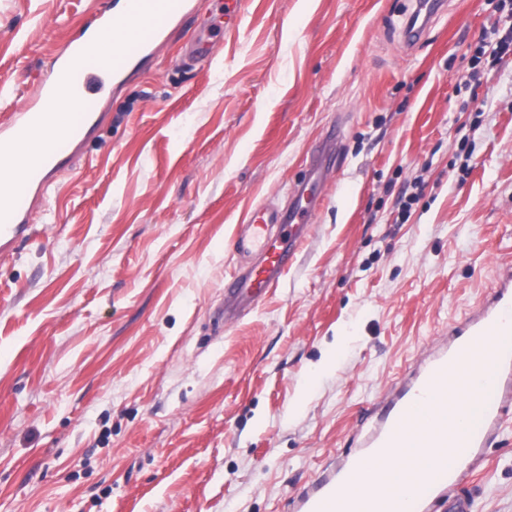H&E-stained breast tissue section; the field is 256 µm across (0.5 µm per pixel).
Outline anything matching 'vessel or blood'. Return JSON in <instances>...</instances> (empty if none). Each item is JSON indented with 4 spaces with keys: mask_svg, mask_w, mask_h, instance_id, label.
<instances>
[{
    "mask_svg": "<svg viewBox=\"0 0 512 512\" xmlns=\"http://www.w3.org/2000/svg\"><path fill=\"white\" fill-rule=\"evenodd\" d=\"M191 0H108L55 61L33 100L0 123V255L35 230V195L46 192L99 119L97 80L126 81L167 42ZM333 139L313 150L287 207L261 204L243 214L239 263L224 286V318L236 321L287 272L326 195ZM512 416V267L464 320L394 387L354 448L328 462L300 489L293 512H475L474 477L500 444ZM436 457L411 491L370 494L371 462L407 441ZM455 464H448V454Z\"/></svg>",
    "mask_w": 512,
    "mask_h": 512,
    "instance_id": "1",
    "label": "vessel or blood"
}]
</instances>
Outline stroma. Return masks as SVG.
Returning <instances> with one entry per match:
<instances>
[{
	"label": "stroma",
	"mask_w": 512,
	"mask_h": 512,
	"mask_svg": "<svg viewBox=\"0 0 512 512\" xmlns=\"http://www.w3.org/2000/svg\"><path fill=\"white\" fill-rule=\"evenodd\" d=\"M102 0H0V122ZM197 0L0 258V512H291L358 421L512 264V20L446 0ZM209 37L212 62L182 69ZM340 135L287 273L216 322L244 210ZM418 188L409 218L400 192ZM477 512H512V426ZM244 0H225L224 1V32L218 30L210 37L222 35L226 32L236 31L244 19Z\"/></svg>",
	"instance_id": "stroma-1"
}]
</instances>
